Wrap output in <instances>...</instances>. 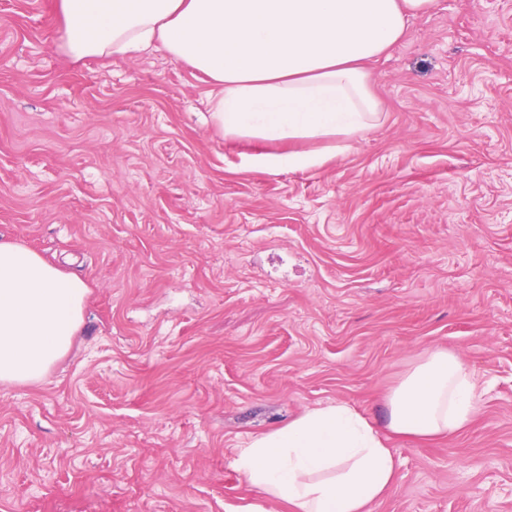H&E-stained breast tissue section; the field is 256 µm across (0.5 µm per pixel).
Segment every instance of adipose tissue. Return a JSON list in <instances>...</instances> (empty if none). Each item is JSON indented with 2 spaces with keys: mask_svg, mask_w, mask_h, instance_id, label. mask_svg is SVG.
<instances>
[{
  "mask_svg": "<svg viewBox=\"0 0 512 512\" xmlns=\"http://www.w3.org/2000/svg\"><path fill=\"white\" fill-rule=\"evenodd\" d=\"M432 0H56L73 60L164 49L206 76L210 117L231 137L349 139L380 111L366 62ZM87 285L0 240V383L42 380L70 349ZM477 375L430 352L385 398L386 423L346 402L304 413L238 449L234 464L292 512H369L396 481L388 433L428 441L470 424Z\"/></svg>",
  "mask_w": 512,
  "mask_h": 512,
  "instance_id": "1",
  "label": "adipose tissue"
}]
</instances>
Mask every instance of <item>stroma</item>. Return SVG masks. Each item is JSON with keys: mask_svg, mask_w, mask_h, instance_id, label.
<instances>
[{"mask_svg": "<svg viewBox=\"0 0 512 512\" xmlns=\"http://www.w3.org/2000/svg\"><path fill=\"white\" fill-rule=\"evenodd\" d=\"M53 0H0V238L88 285L40 382L0 384V512H291L238 448L426 353L473 424L392 439L371 512H512V0H434L372 60L379 123L267 172L164 50L71 61Z\"/></svg>", "mask_w": 512, "mask_h": 512, "instance_id": "obj_1", "label": "stroma"}]
</instances>
